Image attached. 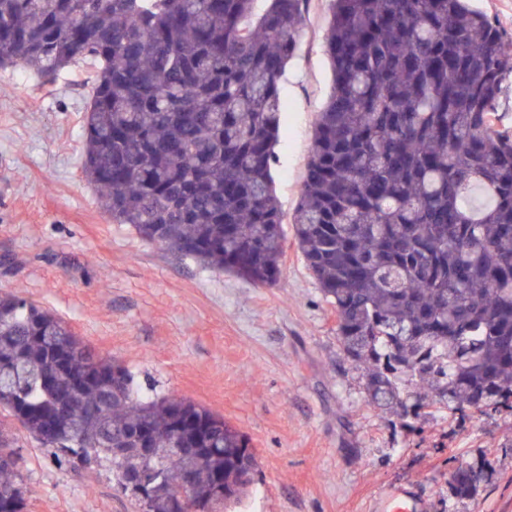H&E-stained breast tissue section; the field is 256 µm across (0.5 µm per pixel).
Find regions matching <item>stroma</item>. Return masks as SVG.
<instances>
[{
    "label": "stroma",
    "instance_id": "obj_1",
    "mask_svg": "<svg viewBox=\"0 0 512 512\" xmlns=\"http://www.w3.org/2000/svg\"><path fill=\"white\" fill-rule=\"evenodd\" d=\"M327 0H311L281 81L274 190L284 222L300 201L313 130L332 84ZM92 67L46 84L0 68V293L37 302L136 375L143 395L205 407L256 457L237 512H371L403 485L426 512H512V410L428 408L415 427L375 411L343 359L336 315L289 245L272 287L182 258L112 223L83 171ZM15 448L25 512H139L111 469L59 465L23 430ZM489 468L477 498L452 495L456 469Z\"/></svg>",
    "mask_w": 512,
    "mask_h": 512
}]
</instances>
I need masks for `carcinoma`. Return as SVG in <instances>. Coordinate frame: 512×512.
Instances as JSON below:
<instances>
[{"mask_svg":"<svg viewBox=\"0 0 512 512\" xmlns=\"http://www.w3.org/2000/svg\"><path fill=\"white\" fill-rule=\"evenodd\" d=\"M0 0V67L48 81L89 62L83 170L114 224L255 285L287 247L274 193L279 85L308 0ZM333 72L293 217L294 240L336 313L366 398L401 420L434 403L512 409V135L497 126L512 45L466 0H330ZM0 453L17 424L44 447L106 462L147 429L165 451L143 512H227L255 456L224 418L143 397L123 363L54 313L0 295ZM179 438L180 453L170 452ZM487 463L453 475L474 498ZM224 495L215 491L216 476ZM19 465H0V512H24Z\"/></svg>","mask_w":512,"mask_h":512,"instance_id":"cac0c4a2","label":"carcinoma"}]
</instances>
